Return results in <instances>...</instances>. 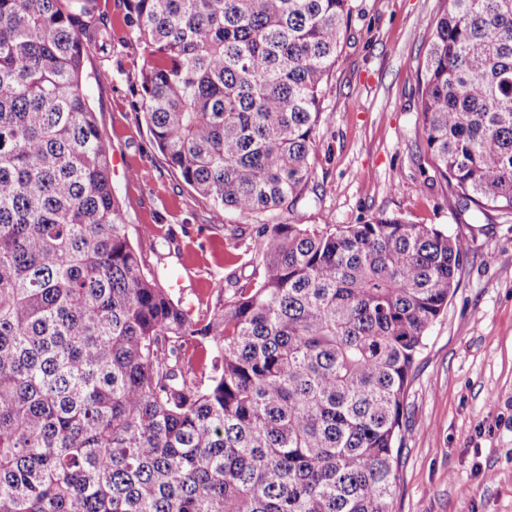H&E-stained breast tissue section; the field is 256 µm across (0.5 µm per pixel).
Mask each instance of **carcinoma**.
Listing matches in <instances>:
<instances>
[{
    "label": "carcinoma",
    "mask_w": 512,
    "mask_h": 512,
    "mask_svg": "<svg viewBox=\"0 0 512 512\" xmlns=\"http://www.w3.org/2000/svg\"><path fill=\"white\" fill-rule=\"evenodd\" d=\"M98 0H0V512H391L405 399L467 246L260 223L193 316L147 269L84 92ZM153 142L211 215L295 206L351 0H130ZM419 88L464 207L512 214V0H444Z\"/></svg>",
    "instance_id": "obj_1"
}]
</instances>
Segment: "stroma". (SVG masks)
<instances>
[{
    "mask_svg": "<svg viewBox=\"0 0 512 512\" xmlns=\"http://www.w3.org/2000/svg\"><path fill=\"white\" fill-rule=\"evenodd\" d=\"M106 49L87 48L86 94L112 145V182L146 265L183 277L195 308L247 281L257 255L236 238L243 220L209 207L167 163L139 110L152 63L125 26L130 0H98ZM351 27L331 70L306 197L287 224H356L381 212L433 224L468 247L458 288L426 338L405 401L392 512H512V215L461 209L430 165L418 86L443 0H352ZM107 71L96 79L98 71ZM137 172L127 179L125 168Z\"/></svg>",
    "mask_w": 512,
    "mask_h": 512,
    "instance_id": "stroma-1",
    "label": "stroma"
}]
</instances>
